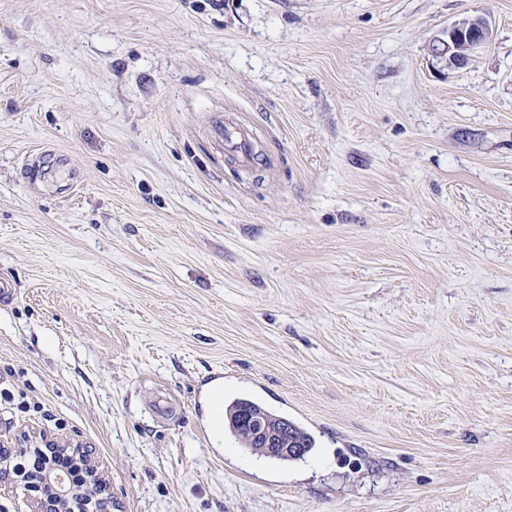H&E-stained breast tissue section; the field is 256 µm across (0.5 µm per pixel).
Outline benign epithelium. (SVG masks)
Wrapping results in <instances>:
<instances>
[{
	"label": "benign epithelium",
	"mask_w": 512,
	"mask_h": 512,
	"mask_svg": "<svg viewBox=\"0 0 512 512\" xmlns=\"http://www.w3.org/2000/svg\"><path fill=\"white\" fill-rule=\"evenodd\" d=\"M490 38L491 27L485 17H465L451 23L431 39V55L440 64L460 69L488 46ZM44 442L50 454L71 452L78 455L88 476L80 493H74L70 474L66 472H48L36 482L4 466L6 459L3 455L18 454V448H0V485L7 484L15 490H22L30 499L32 512H107V507L93 491V485L103 478L93 451L89 448L69 449L65 443L53 438H46Z\"/></svg>",
	"instance_id": "1"
}]
</instances>
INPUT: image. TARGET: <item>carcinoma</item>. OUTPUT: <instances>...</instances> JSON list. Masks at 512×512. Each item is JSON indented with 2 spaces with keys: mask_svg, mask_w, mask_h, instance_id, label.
Segmentation results:
<instances>
[{
  "mask_svg": "<svg viewBox=\"0 0 512 512\" xmlns=\"http://www.w3.org/2000/svg\"><path fill=\"white\" fill-rule=\"evenodd\" d=\"M224 427L238 447L261 457L270 456V450L258 436V427L269 434L282 436L281 447L296 449V452L280 457L282 461L292 462L315 448V440L306 428L249 400L237 399L224 407Z\"/></svg>",
  "mask_w": 512,
  "mask_h": 512,
  "instance_id": "1",
  "label": "carcinoma"
}]
</instances>
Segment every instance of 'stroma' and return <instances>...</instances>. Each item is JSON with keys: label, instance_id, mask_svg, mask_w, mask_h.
Instances as JSON below:
<instances>
[{"label": "stroma", "instance_id": "stroma-1", "mask_svg": "<svg viewBox=\"0 0 512 512\" xmlns=\"http://www.w3.org/2000/svg\"><path fill=\"white\" fill-rule=\"evenodd\" d=\"M1 276L0 444L112 512H512V0H0ZM212 366L313 452L200 435ZM490 38L491 27L485 17H465L431 39V55L437 63L460 69L488 46ZM212 139L219 150L233 156L241 165L253 166L257 163L258 157L250 134L223 115L212 123Z\"/></svg>", "mask_w": 512, "mask_h": 512}]
</instances>
